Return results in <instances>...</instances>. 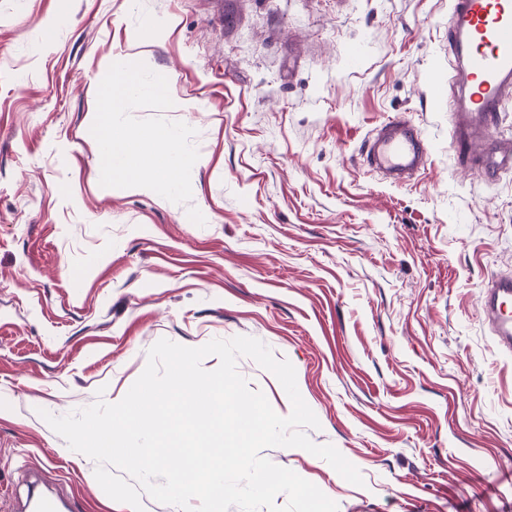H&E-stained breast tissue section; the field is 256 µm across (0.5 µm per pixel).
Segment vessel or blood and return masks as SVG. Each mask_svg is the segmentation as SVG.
Listing matches in <instances>:
<instances>
[{
  "instance_id": "1",
  "label": "vessel or blood",
  "mask_w": 512,
  "mask_h": 512,
  "mask_svg": "<svg viewBox=\"0 0 512 512\" xmlns=\"http://www.w3.org/2000/svg\"><path fill=\"white\" fill-rule=\"evenodd\" d=\"M448 49L452 54L449 144L461 168L486 174L512 171V145L477 153L512 104V0H450ZM369 166L400 182L424 169L428 147L421 129L405 118L390 120L366 144ZM483 309L499 345L512 348V275L492 279Z\"/></svg>"
}]
</instances>
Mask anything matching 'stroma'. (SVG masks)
Masks as SVG:
<instances>
[{
  "label": "stroma",
  "instance_id": "obj_1",
  "mask_svg": "<svg viewBox=\"0 0 512 512\" xmlns=\"http://www.w3.org/2000/svg\"><path fill=\"white\" fill-rule=\"evenodd\" d=\"M448 0H0V512L42 472L77 512H133L42 418L120 401L159 339L251 336L364 483L263 455L338 512H512V354L482 308L512 273V172L458 171ZM151 23V38L141 36ZM50 38H43V29ZM197 131L192 206L103 188L87 117L133 53ZM405 117L430 146L400 184L364 145ZM237 368L279 415L254 360Z\"/></svg>",
  "mask_w": 512,
  "mask_h": 512
}]
</instances>
